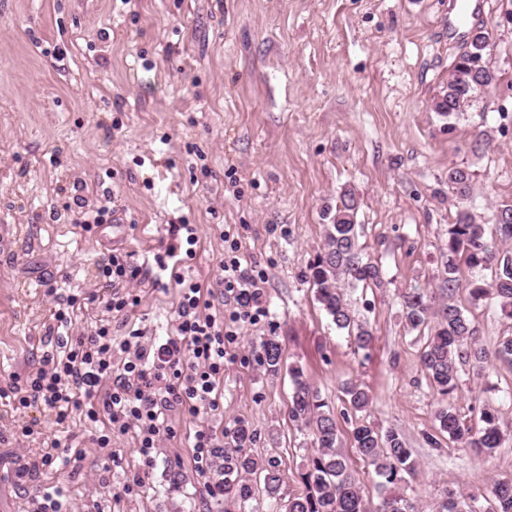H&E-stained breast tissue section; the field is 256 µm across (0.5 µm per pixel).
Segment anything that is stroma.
<instances>
[{
	"mask_svg": "<svg viewBox=\"0 0 512 512\" xmlns=\"http://www.w3.org/2000/svg\"><path fill=\"white\" fill-rule=\"evenodd\" d=\"M512 0H481L464 27L449 28L452 0H0V388L38 367L61 293L97 292V264L109 253L151 260L169 225L198 227L196 256L183 273L214 284L222 259L237 254L262 273L265 317L242 324L224 357V410L172 419L178 430L153 469L143 471L132 435L97 447L91 428L54 412L0 399V504L24 512L28 497L62 489L72 512H272L264 492L247 504L210 496L191 468L187 440L197 424L214 433L245 426L247 451L275 463L281 500L302 491L313 452L288 418L293 385L304 378L335 413L339 448L378 512L371 466L355 454V422L403 433L417 464L397 491L418 512H438L448 491L490 499L512 476V368L494 357L512 335L494 300L459 305L489 358L464 367L456 392L440 395L421 364L427 334L407 331L400 295L438 290L441 246L455 215L448 170L472 175L469 206L486 222L512 204ZM488 32L484 59L495 85L463 112H436L471 29ZM358 201L362 242L386 273L382 288H344L374 337L359 351L338 331L302 274L323 240L326 212L345 191ZM106 205L117 219L92 232L73 203ZM141 303L112 332L163 334L178 291L139 288ZM276 337L284 372L257 362ZM368 391L347 420L342 392ZM453 405L471 420L494 407L505 440L488 456L443 441L437 410ZM35 422L16 443L12 431ZM83 448L82 461L14 472L54 442ZM143 484L126 491L134 474Z\"/></svg>",
	"mask_w": 512,
	"mask_h": 512,
	"instance_id": "35a3bbf8",
	"label": "stroma"
}]
</instances>
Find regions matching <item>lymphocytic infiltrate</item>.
Instances as JSON below:
<instances>
[{"label": "lymphocytic infiltrate", "mask_w": 512, "mask_h": 512, "mask_svg": "<svg viewBox=\"0 0 512 512\" xmlns=\"http://www.w3.org/2000/svg\"><path fill=\"white\" fill-rule=\"evenodd\" d=\"M198 241L196 225H170L154 267L119 253L98 263L97 275L111 290L108 298L55 294L47 333L57 351L44 353L36 370L14 376L0 398L22 408L44 406L61 424L79 415L96 427L94 441L101 448L111 447L113 437L134 433L143 466L153 467L164 443L177 434L174 411L195 419L223 410L224 343L234 340L240 324L257 323L265 313L262 281L238 259L221 263L216 287L185 277L182 267L194 258ZM146 283L179 288L174 336L157 341L137 328L118 341L110 320L90 332H74L76 310L100 301L110 315L126 313L140 304L136 288ZM190 441L195 472L208 479L210 495H223L219 438L200 425Z\"/></svg>", "instance_id": "f902f5d3"}]
</instances>
